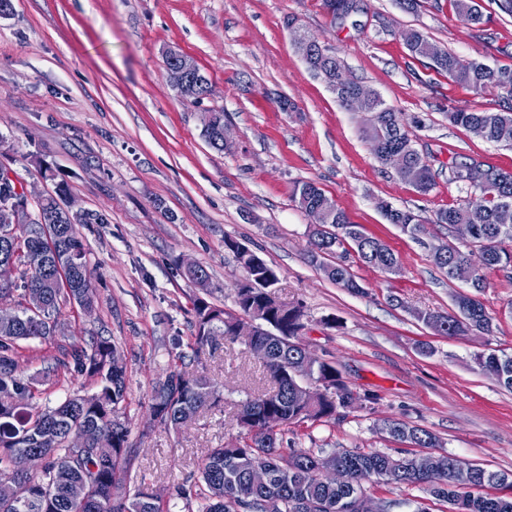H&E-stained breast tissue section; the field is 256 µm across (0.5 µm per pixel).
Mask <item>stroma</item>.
I'll list each match as a JSON object with an SVG mask.
<instances>
[{"instance_id": "35a3bbf8", "label": "stroma", "mask_w": 512, "mask_h": 512, "mask_svg": "<svg viewBox=\"0 0 512 512\" xmlns=\"http://www.w3.org/2000/svg\"><path fill=\"white\" fill-rule=\"evenodd\" d=\"M0 17V163L39 196L68 185L73 207L104 215L78 230L96 272L97 303L85 313L64 309L56 336L28 342L21 368L38 375L63 351L90 336L111 338L127 366L125 421L131 466L121 481L127 497L157 494L161 506L195 512L177 499L193 483L209 449L239 435L242 401L270 388L261 360L244 341L220 340L188 370L218 383L223 399L179 429L151 422L156 381L189 352L192 300L184 261L205 268L210 302L235 311L242 272L224 245L232 237L279 272L278 301L302 306L300 339L332 362L358 399L330 422L283 425L282 450L338 449L424 456L393 440L383 420L398 419L433 433L434 454L491 471L512 473V391L483 374L479 354L512 353V279L484 270L480 295L493 319L491 334L439 336L416 317L449 312L465 283L448 279L428 244L468 242L435 214L479 194L454 179L452 163L476 162L512 171V148L449 125L448 110L501 112L512 99L492 89L460 86L414 58L403 35L417 30L465 60L512 66V15L498 0H480L483 21L454 12L450 0H360L338 20L322 0H12ZM333 51L350 73L401 112L414 148L432 169L426 195L380 162L362 130L368 116L344 108L311 72L285 22ZM180 48L213 85L196 104L181 97L164 71L163 52ZM224 114L228 145L212 149L202 115ZM323 188L352 223L383 240L398 256L391 275L347 254L358 281L354 295L326 279L308 255L311 217L292 198L296 183ZM385 199L423 221V242L390 224ZM335 326L324 325V318ZM432 353H423V345ZM376 395L375 404L366 395ZM387 512H448L425 490L382 481L367 484Z\"/></svg>"}]
</instances>
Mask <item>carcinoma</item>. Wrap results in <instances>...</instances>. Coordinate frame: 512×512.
I'll return each mask as SVG.
<instances>
[{
	"label": "carcinoma",
	"mask_w": 512,
	"mask_h": 512,
	"mask_svg": "<svg viewBox=\"0 0 512 512\" xmlns=\"http://www.w3.org/2000/svg\"><path fill=\"white\" fill-rule=\"evenodd\" d=\"M458 15L479 24L476 0H453ZM410 53L430 61V65L448 75L454 83L474 88H493L512 97V67L492 68L476 60L456 57L431 41L419 31L412 30ZM306 40L316 47L306 64L321 75L326 83L336 85V97L342 105L356 112L370 113L369 126L364 136L375 156L385 161L391 151H407L412 141L399 115L382 98L364 104L355 101V94L363 83L353 80L343 85L341 75L322 62V53L328 49L308 36ZM448 122L492 143L512 146L511 112H470L459 109L448 113ZM224 128V113L212 112V122L202 131L207 144L224 151L220 145V130ZM456 181L478 191L481 205L471 209L467 205L450 206L436 213V223L475 224L479 235L470 243L467 252L453 244L445 246L447 257L435 266L448 271L450 265L471 267L468 287L479 292L485 287L484 277L474 267L473 258L486 269L512 268V224H501L499 212L512 208V171L494 167L480 168L474 164L454 166ZM402 178L420 193H428L435 186L434 174L419 153L410 155L408 169ZM293 196L314 222L320 223L319 206L327 198L313 182L294 187ZM391 224L397 225L414 239L425 233V228L413 212L391 207L383 211ZM315 251L310 263L315 264L331 282L359 294L363 287L351 267L342 261L324 262L340 249L351 247L363 264L384 273L395 274L399 261L382 240L364 233L360 225L347 223L342 210L334 218L321 223V229L311 234ZM11 260L18 268L14 287L0 289V301L14 297L35 296L46 281L56 287L45 293L41 305L31 309L21 307L15 327L9 333H0V512H162L159 500L147 492L128 499L120 492V473L130 465L127 445L128 428L121 420L126 402L127 371L125 364H116L120 358L117 347L104 337H94L88 347L71 349L74 370L90 379L96 392L91 395L70 393L55 407L35 413L22 406L34 397L38 386L49 382L57 368L47 367L41 378L24 377L17 360L21 344L34 339L53 336L61 309L67 305L93 307L95 293L93 271L88 260V248L79 236L76 225L61 217V209L54 205L45 210V223L22 224L18 229L0 219V260ZM243 280L259 287L240 288L232 314L202 297L193 299L195 348L197 354L213 338L232 339L233 326L228 317L245 320L262 315L282 330L292 334L286 341L278 334L262 332L257 339L268 345L269 362L265 369L273 382V389L246 399L236 414L239 438L228 447L212 449L199 469L197 479L189 486L177 489V497L196 502V512H261L260 500L276 499L280 512H352L349 505L365 497L364 483L381 480L394 485H425L434 499L449 505V512H512V495L490 496L479 493L486 486L496 485L512 490V474L489 471L486 468L450 457L452 468L431 476L417 477L400 469L397 458L371 451H332L330 456L350 470V480L343 487L325 483L315 469L319 455L306 451L284 452L277 442L265 443L264 421L271 417L276 426L320 421L336 416L340 409L354 404L356 395L343 381L339 371L329 361L309 363L302 355V343L297 330L303 311L296 306L278 303L271 298L279 283L278 271L265 259L256 265L242 267ZM428 327L441 336H461L469 333L492 332V318L483 304L472 294L455 297L451 313L424 311L418 314ZM478 368L499 385L512 390V355L489 354L475 357ZM308 385L314 401L302 399L301 387ZM220 398L219 386L204 375L173 369L155 386L151 409L167 427L179 425L184 412L205 413ZM82 427L91 435L92 450L73 448L66 441L67 433ZM387 433L395 440L424 448L436 445V438L427 430L403 421L386 425ZM32 451L43 456L39 472L16 477L10 473L13 458ZM255 466L266 467L271 474L267 485L253 487L249 472Z\"/></svg>",
	"instance_id": "carcinoma-1"
}]
</instances>
